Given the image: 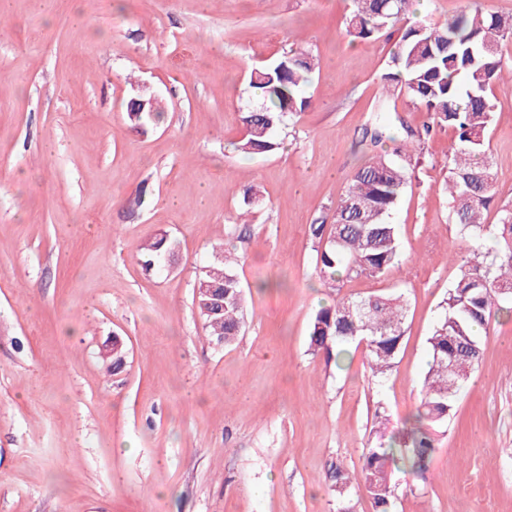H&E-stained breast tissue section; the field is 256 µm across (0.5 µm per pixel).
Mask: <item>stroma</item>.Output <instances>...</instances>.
I'll return each instance as SVG.
<instances>
[{
	"label": "stroma",
	"mask_w": 512,
	"mask_h": 512,
	"mask_svg": "<svg viewBox=\"0 0 512 512\" xmlns=\"http://www.w3.org/2000/svg\"><path fill=\"white\" fill-rule=\"evenodd\" d=\"M349 8L0 0V512H335L330 463L359 471L378 407L394 429L415 412L457 274L451 129L417 144L391 215L400 263L343 287L407 299L395 367L376 377L364 348L336 363L307 343L330 300L310 224L331 220L359 165L399 160L427 121L383 90L398 30L351 42ZM291 48L320 61L311 105L278 126L276 152L242 154L250 71ZM150 97L165 120L140 134L127 104ZM494 104L489 224L512 203V83ZM163 234L179 243L175 264L145 270L138 248ZM227 250L246 294L230 346L193 305L197 275ZM116 338L126 364L114 375L100 351ZM479 340L426 472L393 477L394 512H512V317Z\"/></svg>",
	"instance_id": "1"
}]
</instances>
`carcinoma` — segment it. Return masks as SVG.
Returning a JSON list of instances; mask_svg holds the SVG:
<instances>
[{
    "mask_svg": "<svg viewBox=\"0 0 512 512\" xmlns=\"http://www.w3.org/2000/svg\"><path fill=\"white\" fill-rule=\"evenodd\" d=\"M352 4L345 31L356 42L395 27L411 11L413 0H352ZM507 42L512 43V14L488 11L476 0H466L444 26L405 27L381 76L385 91L426 109L425 133L436 127L455 132L448 151L449 217L473 245L459 257L457 277L427 338L428 370L412 423L390 435L388 416L376 411L378 426L372 429L370 446L363 449L359 477H352L338 461L329 466L336 512H357L359 491L370 499L373 512H392L394 471L402 465L417 475L426 471L437 437L479 363L478 331L488 329L491 314L512 299V204L499 207L497 223L483 221L496 195L487 139L494 120V90L512 80V59L503 52ZM315 61L308 51L291 49L251 70L248 86L256 105L243 117L242 152L264 155L279 148L274 129L285 116L310 105L303 88ZM137 104L136 99L129 102L127 115L131 127L144 133L159 123L162 113L152 105L138 112ZM410 181L408 166L371 157L351 173L333 222L310 225L318 239L316 271L328 287L339 292L348 280L383 275L399 263L401 245L389 218ZM488 233L499 243L493 253L478 245ZM139 252L148 269L162 257L175 255V246L164 234ZM238 262L237 255L224 254L223 260L201 271L193 287V304L210 336L226 346L237 341L244 323V292L235 272ZM407 311L401 295H338L316 311L308 334L309 351L330 357L364 340L369 370L375 376L385 375L402 348Z\"/></svg>",
    "mask_w": 512,
    "mask_h": 512,
    "instance_id": "obj_1",
    "label": "carcinoma"
}]
</instances>
